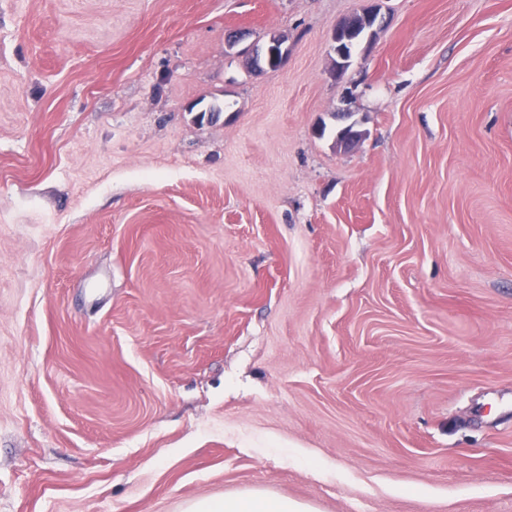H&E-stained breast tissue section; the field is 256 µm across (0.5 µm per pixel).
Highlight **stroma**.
<instances>
[{"label": "stroma", "instance_id": "35a3bbf8", "mask_svg": "<svg viewBox=\"0 0 512 512\" xmlns=\"http://www.w3.org/2000/svg\"><path fill=\"white\" fill-rule=\"evenodd\" d=\"M254 488L512 512V0H0V512ZM382 23V17H379L377 10H368L336 22L332 31V43L333 51L336 54L337 72H344L350 66L355 46L363 40V35L356 29L361 25L369 27L372 24L380 25ZM283 36H271L266 42H250L236 51L243 60L247 59L249 71H258L267 66L278 67L288 56L290 47ZM351 116V112L336 113V120L344 123V127L338 132L336 136V145L347 151L354 149L365 136L364 132L355 129V122L347 123Z\"/></svg>", "mask_w": 512, "mask_h": 512}]
</instances>
